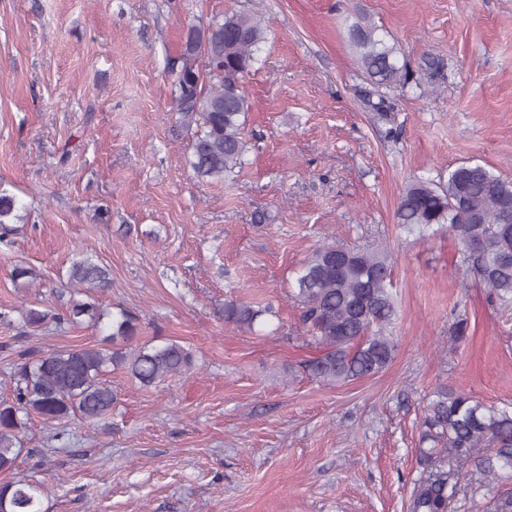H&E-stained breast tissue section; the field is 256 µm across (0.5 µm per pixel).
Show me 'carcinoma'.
Masks as SVG:
<instances>
[{"label": "carcinoma", "mask_w": 512, "mask_h": 512, "mask_svg": "<svg viewBox=\"0 0 512 512\" xmlns=\"http://www.w3.org/2000/svg\"><path fill=\"white\" fill-rule=\"evenodd\" d=\"M377 27L359 20L349 30L360 65L378 87L409 82L398 65L395 48L376 37ZM265 30L253 17L224 16L206 27H192L183 44L174 91L176 111L187 128L195 127L190 165L204 179H221L240 162L247 148L243 125L252 103L242 83L255 63L254 48ZM13 196L0 191V245L10 246L17 227L8 223ZM398 223L420 230L446 224L465 247L466 272L476 276L491 295L512 301V182L481 164H462L448 172L445 184L418 180L401 195ZM68 282L102 291L109 271L87 257L73 261ZM391 257L334 241L317 247L299 270L294 297L302 324L320 348L304 364L305 371L329 384L374 375L393 359L395 346L387 328L395 316L391 291ZM270 308L244 302L224 304V322L253 331ZM109 314L97 300H72L63 314L29 308L28 326L51 318L58 322L99 325ZM112 347L86 346L46 354L28 353L11 374L14 400L0 403V472L15 469L21 449L18 433L35 414L48 423H65L72 415L94 423L112 412L116 395L106 379L109 369L129 373L148 388L192 368L184 346L168 342L128 350L124 343L137 332V318L125 312L112 317ZM420 462L430 466L444 450L472 460L486 476L500 481L512 476V411L486 405L462 391L440 392L425 410ZM43 485L24 481L0 484V512H41ZM448 480L431 473L413 492L410 512H448Z\"/></svg>", "instance_id": "1"}]
</instances>
